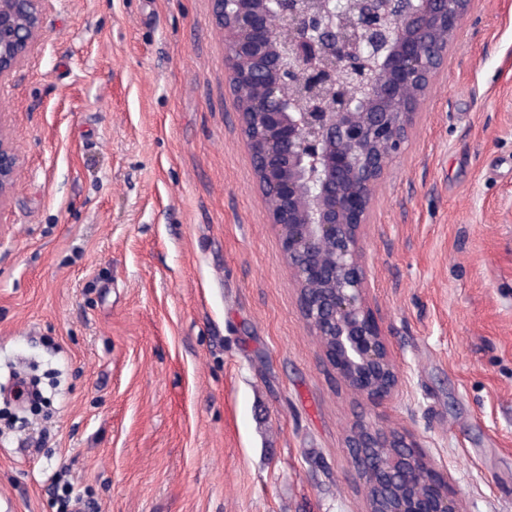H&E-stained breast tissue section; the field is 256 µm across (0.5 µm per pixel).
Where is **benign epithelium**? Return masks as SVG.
<instances>
[{"label": "benign epithelium", "instance_id": "7a95c632", "mask_svg": "<svg viewBox=\"0 0 512 512\" xmlns=\"http://www.w3.org/2000/svg\"><path fill=\"white\" fill-rule=\"evenodd\" d=\"M50 0H0V89L46 41ZM211 0L225 36V87L242 98V136L269 192L307 329L374 410L399 382L370 305L363 226L378 185L409 139L472 0ZM23 169L0 113V217ZM355 475L394 493L368 512H461L419 445L366 415L347 437ZM382 448H403L385 456Z\"/></svg>", "mask_w": 512, "mask_h": 512}]
</instances>
